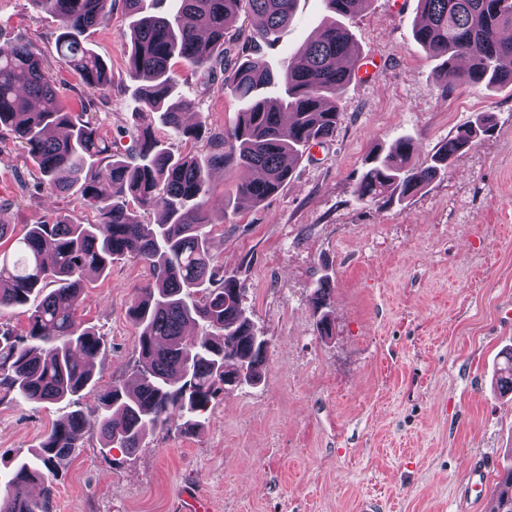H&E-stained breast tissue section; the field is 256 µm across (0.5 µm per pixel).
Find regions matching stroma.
<instances>
[{"label":"stroma","mask_w":512,"mask_h":512,"mask_svg":"<svg viewBox=\"0 0 512 512\" xmlns=\"http://www.w3.org/2000/svg\"><path fill=\"white\" fill-rule=\"evenodd\" d=\"M330 18L323 0H299L274 70ZM418 18L417 0H370L349 19L358 59L377 68L351 79L334 135L310 144L278 193L253 204L237 193L246 170L227 165L210 176L220 214L214 262L236 276L243 307L269 340L259 385L218 394L195 432L158 430L132 456L103 451L98 395L132 379L137 330L128 309L150 272L127 257L88 283L78 315L104 347L96 386L79 400L86 424L55 482L52 512H175L189 487L210 512H491L512 449V393L495 387L512 350V87L437 84L435 60L413 38ZM57 35V21L32 0H0V40L37 44L63 104L129 145L135 83L122 0H113L108 28L85 36L112 68L107 97L79 99ZM177 75L179 95L208 131L169 145L206 156L240 103L218 92L222 71L181 66ZM484 112L494 130L407 200L356 199L374 148L408 136L414 161L427 162ZM58 215L94 218L79 191L39 187L21 147L0 130V224L19 234ZM325 275L329 337L318 334L310 304ZM72 408L0 393V477Z\"/></svg>","instance_id":"1"}]
</instances>
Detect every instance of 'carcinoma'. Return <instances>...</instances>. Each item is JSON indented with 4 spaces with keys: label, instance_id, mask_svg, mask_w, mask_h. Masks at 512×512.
<instances>
[{
    "label": "carcinoma",
    "instance_id": "obj_1",
    "mask_svg": "<svg viewBox=\"0 0 512 512\" xmlns=\"http://www.w3.org/2000/svg\"><path fill=\"white\" fill-rule=\"evenodd\" d=\"M163 0H124L129 19V77L135 88V132L122 152L104 139L86 112L57 98L31 41L0 43V126L26 149L52 192L78 188L93 223L66 215L26 225L12 255L0 254V310L39 302L28 309L19 334L0 329V391L30 404L69 402L94 386L93 360L104 341L81 324L86 275H101L112 261L133 256L150 270L152 281L130 309L138 329L136 386L114 385L99 397L97 426L103 448L131 454L158 429L175 425L186 432L204 424V413L224 391V376L244 374L242 384L261 376L265 338L241 305L238 280L212 262L208 172L235 164L263 178L245 181L238 194L258 204L292 176L291 161L313 142L333 136L337 100L349 83L343 62L355 53L343 23L368 0H324L336 20L324 25L283 63L275 75L267 54L292 21L298 0H178L174 12H160ZM59 22L57 54L79 75L80 94H106L111 71L84 41L86 32L109 26L112 0H33ZM421 21L414 39L439 61L435 80L445 83L512 85V0H418ZM259 20L252 29H229L241 14ZM193 68H219L218 91L242 107L233 125L217 137L224 150L204 160L176 156L156 133L151 116L173 134L197 137L205 128L176 100L173 60ZM493 126L483 114L457 130L427 165L411 163L413 143L397 140L366 160L354 193L362 203L401 202L432 182L459 153ZM137 208H132L131 203ZM159 207L160 224H144L136 209ZM330 279L312 294L317 330L332 331ZM497 386L512 392V351L504 356ZM85 420L77 412L46 434L31 458L21 462L0 492V512H52L53 484L78 447ZM42 495H28L31 484ZM493 512H512V465L503 469Z\"/></svg>",
    "mask_w": 512,
    "mask_h": 512
}]
</instances>
